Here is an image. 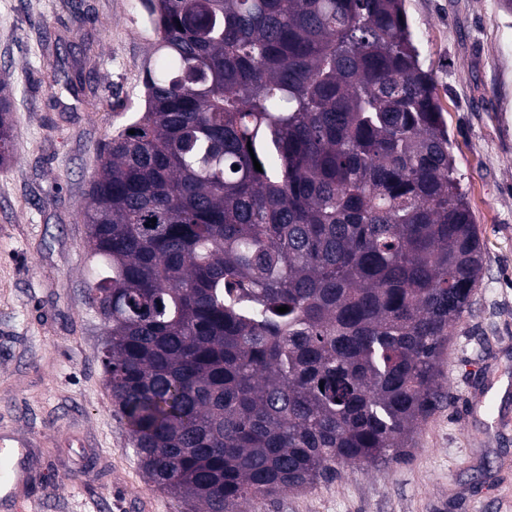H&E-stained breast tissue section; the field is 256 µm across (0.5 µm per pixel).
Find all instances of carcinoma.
<instances>
[{
    "mask_svg": "<svg viewBox=\"0 0 512 512\" xmlns=\"http://www.w3.org/2000/svg\"><path fill=\"white\" fill-rule=\"evenodd\" d=\"M140 3L144 110L103 143L83 224L141 468L241 512L404 459L482 271L404 0ZM11 104L0 79L1 167Z\"/></svg>",
    "mask_w": 512,
    "mask_h": 512,
    "instance_id": "1",
    "label": "carcinoma"
}]
</instances>
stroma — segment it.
<instances>
[{
    "label": "stroma",
    "instance_id": "35a3bbf8",
    "mask_svg": "<svg viewBox=\"0 0 512 512\" xmlns=\"http://www.w3.org/2000/svg\"><path fill=\"white\" fill-rule=\"evenodd\" d=\"M481 232L483 272L440 370L451 404L405 459L281 493L261 512H512V15L499 0H405ZM101 54L88 111L49 67ZM152 34L138 0H0L14 159L0 167V429L40 435L37 512H194L142 471L105 386L82 213L101 146L143 105Z\"/></svg>",
    "mask_w": 512,
    "mask_h": 512
}]
</instances>
